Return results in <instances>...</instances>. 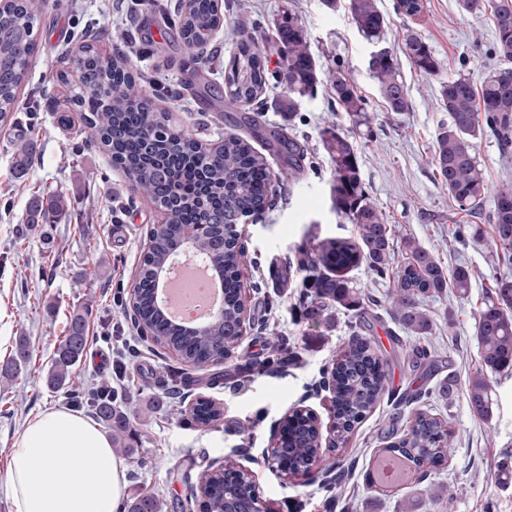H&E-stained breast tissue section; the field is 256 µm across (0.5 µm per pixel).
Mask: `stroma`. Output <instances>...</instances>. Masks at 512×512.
Instances as JSON below:
<instances>
[{
  "instance_id": "stroma-1",
  "label": "stroma",
  "mask_w": 512,
  "mask_h": 512,
  "mask_svg": "<svg viewBox=\"0 0 512 512\" xmlns=\"http://www.w3.org/2000/svg\"><path fill=\"white\" fill-rule=\"evenodd\" d=\"M112 2L46 0L39 51L19 90L18 124L0 125V363L19 339H27L32 349L26 370L12 381L0 379V512H14L4 485L16 434L43 410L72 402L67 393L50 390L45 375L71 315L83 309L88 312L87 355L79 367L80 387L87 391L108 382L119 395L133 399L143 458L126 460V490L163 495L168 512H197L189 495L198 473L228 462L253 471L272 512H345L351 504L358 512H406L410 502L416 512H512V484L495 479L500 463L512 455V374L494 383L496 406L489 422L470 411L460 392L429 400V409L450 419L453 436L446 467L423 484L382 489L366 485L373 458L389 443L390 421L405 420L409 411L392 401L377 407L337 451V458L351 465L338 500L327 497L321 479L282 476L265 455L279 420L296 407L314 410L323 442L332 440L331 394L319 382L356 323L351 313L338 314L331 325L318 328L301 322V277L288 269L303 244L356 235L355 224L332 207L330 161L321 142L325 128L337 126L353 136L365 190L392 224L397 240L418 241L446 267L471 269L468 297L449 292L427 301L425 309L434 325L430 349L450 363L440 369V376L454 375L463 386L478 369L475 313L492 278L512 273V263L499 261L488 216L459 210L434 171L431 154L436 131L448 120L440 106L442 82L466 76L478 83L489 72L507 67L492 51L490 16L464 13L457 0H425L423 14L408 19L396 12V0H376L390 21L383 47L401 57L404 36L412 31L429 44L439 62L437 73L425 76L401 57V76L413 108L391 112L368 70L376 45L357 31L347 11L328 9L324 0H294L318 62L319 83L291 120L273 107L284 94L283 86L269 85L260 124L296 139L306 152L307 168L297 179L283 175L275 205L261 222L240 225L251 258L242 269L244 334L231 359L198 367L137 331L124 307L113 301L117 292L130 299L149 231L161 223L162 215L96 145L86 142L79 115L57 75L70 69L84 44H94L104 56L135 45L143 54L134 63L159 111L169 113L208 147L223 143L228 133L249 138L257 151L265 146L249 126L237 124L236 113L206 109L196 94L194 64L171 39L179 0H161L158 8L150 0H127L121 13L113 11ZM229 2L224 25L207 46L206 61L219 86L237 41L245 34L263 39L281 0ZM339 70L362 96L369 126H355L337 106L332 78ZM18 126L37 143L36 156L22 176L14 167L18 139L13 132ZM473 152L490 188L512 178V156L501 153L491 133L474 139ZM54 194L65 196L66 213L51 224H28L31 200ZM349 276L373 301L367 315L390 362L397 395L411 392L421 381L407 355L410 336L387 314L388 283L363 265ZM276 336L287 338L294 361L279 371L245 372L244 363L265 361L266 342ZM177 388L183 391L184 408L207 398L222 409L221 419L201 428L189 416L156 409V398ZM246 424L251 430L245 437L239 428ZM430 484L450 486L451 493L432 499L426 490Z\"/></svg>"
}]
</instances>
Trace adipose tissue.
Listing matches in <instances>:
<instances>
[{"label": "adipose tissue", "mask_w": 512, "mask_h": 512, "mask_svg": "<svg viewBox=\"0 0 512 512\" xmlns=\"http://www.w3.org/2000/svg\"><path fill=\"white\" fill-rule=\"evenodd\" d=\"M6 491L14 512H116L125 466L107 432L68 409L30 420L13 442Z\"/></svg>", "instance_id": "ef3b65f1"}]
</instances>
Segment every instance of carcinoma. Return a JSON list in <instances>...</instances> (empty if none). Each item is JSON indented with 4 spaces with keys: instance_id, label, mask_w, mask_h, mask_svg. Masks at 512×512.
Instances as JSON below:
<instances>
[{
    "instance_id": "obj_1",
    "label": "carcinoma",
    "mask_w": 512,
    "mask_h": 512,
    "mask_svg": "<svg viewBox=\"0 0 512 512\" xmlns=\"http://www.w3.org/2000/svg\"><path fill=\"white\" fill-rule=\"evenodd\" d=\"M45 0H4L0 5V122L15 112L19 88L25 83L31 58L38 52L37 32ZM470 14L490 11L495 32L494 54L512 60V0H458ZM347 9L358 31L371 41H380L389 26L376 0H348ZM224 25L218 0H186L177 11L175 34L193 60L202 62L198 48L211 40ZM278 47L275 67H270L271 50ZM410 64L421 74L432 76L438 62L428 44L417 34L404 39ZM78 82L70 83L68 72L58 80L69 88L70 102L83 115V128L110 158L112 166L123 170L136 192L166 212L164 227L151 230L149 250L143 256L134 284L132 307L135 323L145 328L159 343L178 351L192 365L219 363L232 357L240 336L244 312L241 297V268L248 251L237 225L225 216L237 212L257 216L268 209L273 195L272 172L265 156L248 139L239 135L224 138V160L212 162L208 149L170 123L155 108L136 72L133 60L117 53L105 61L95 47L86 43L72 60ZM387 107L392 112H408L412 100L400 75L397 56L384 49L368 62ZM288 89V96L275 102L276 109L293 116L299 102L310 95L319 80L318 63L308 45V34L291 6L282 0L271 36L242 40L224 66V101L233 107L263 105V90L269 79ZM334 96L341 111L357 123L367 122L364 102L341 73L333 82ZM442 108L448 123L435 135L431 164L448 195L459 209L476 214L483 211L488 182L473 153L472 139L492 132L504 155L512 154V72H494L476 86L463 76L442 83ZM264 141L278 155L288 171L303 167L304 150L298 142L273 131ZM323 144L331 162L330 193L334 209L357 226L353 239L325 238L310 248H302L297 270L303 274V307L300 315L311 326L327 322L324 312H353L363 309L364 297L354 287L348 273L360 265L376 276L389 279V315L411 336H430L433 323L423 303L448 289L466 296L472 271L465 266L448 269L419 243H402L403 261L393 265L395 235L382 212L364 189L357 150L347 135L328 127ZM34 153V144L17 147V168L24 174ZM492 197L490 221L493 242L502 256L512 261V184L503 183ZM65 208V200L51 195L36 200L30 213L34 224L45 223ZM191 224H212L213 232L196 242L199 253L211 259L224 275L222 314L198 331L185 332L169 322L156 306L158 268L175 256L184 230ZM473 336L480 351V368L465 387L469 409L485 421L494 416L493 377L512 371V275L493 279L488 300L474 318ZM86 346V319L74 315L67 335L55 348L46 374L52 389L76 384ZM288 343L278 336L269 343V355L261 370L282 364ZM30 359V346L21 338L14 354L0 367V376L12 380ZM412 367L431 376L439 370L428 347L411 349ZM323 385L332 391L333 432L331 447L339 450L350 434L385 399L392 396L389 360L378 349L375 338L353 331L334 362L327 367ZM132 400L117 394H96L90 399V413L107 429L112 447L133 456L139 453L142 434L130 418ZM191 419L201 427L218 421L221 410L199 399L190 410ZM287 430L273 446V452L291 473L305 472L323 460L325 449L319 425L311 414L296 409L281 422ZM452 431L448 420L429 409L415 406L408 415L407 428L395 433V440L382 455L402 459L413 473L425 478L448 463ZM330 469L336 476L323 487L341 496L345 469L335 461ZM249 474L231 469H205L194 495H203L206 512H226L228 503L245 498L253 490ZM163 503L154 493L140 492L121 504L120 512H162Z\"/></svg>"
}]
</instances>
